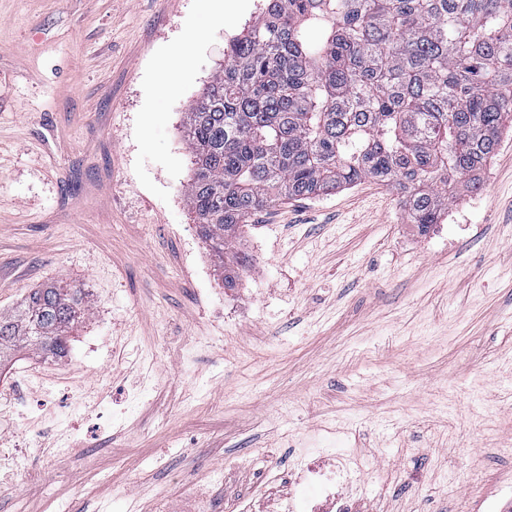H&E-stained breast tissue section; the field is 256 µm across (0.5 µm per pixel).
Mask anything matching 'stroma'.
Returning a JSON list of instances; mask_svg holds the SVG:
<instances>
[{
    "label": "stroma",
    "instance_id": "35a3bbf8",
    "mask_svg": "<svg viewBox=\"0 0 512 512\" xmlns=\"http://www.w3.org/2000/svg\"><path fill=\"white\" fill-rule=\"evenodd\" d=\"M262 6L0 0V313L90 302L0 371V512H276L328 437L369 512H512V132L425 230L371 180L257 211L225 288L184 120Z\"/></svg>",
    "mask_w": 512,
    "mask_h": 512
}]
</instances>
